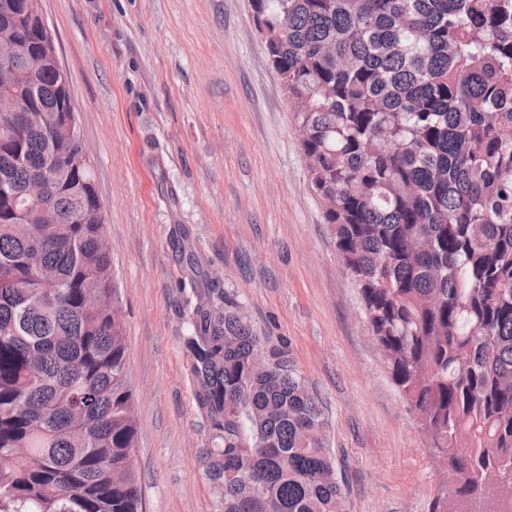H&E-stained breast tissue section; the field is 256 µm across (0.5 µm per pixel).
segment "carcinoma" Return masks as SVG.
Masks as SVG:
<instances>
[{
	"instance_id": "cac0c4a2",
	"label": "carcinoma",
	"mask_w": 512,
	"mask_h": 512,
	"mask_svg": "<svg viewBox=\"0 0 512 512\" xmlns=\"http://www.w3.org/2000/svg\"><path fill=\"white\" fill-rule=\"evenodd\" d=\"M26 0H0V28ZM390 378L454 482L432 512H512V0H249ZM0 95V512H142L126 326L68 77ZM187 374L222 512H346L322 400L214 287L187 234ZM50 273L53 284L45 283Z\"/></svg>"
}]
</instances>
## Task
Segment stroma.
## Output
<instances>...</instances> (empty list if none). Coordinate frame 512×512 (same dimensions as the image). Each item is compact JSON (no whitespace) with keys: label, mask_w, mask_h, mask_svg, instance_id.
<instances>
[{"label":"stroma","mask_w":512,"mask_h":512,"mask_svg":"<svg viewBox=\"0 0 512 512\" xmlns=\"http://www.w3.org/2000/svg\"><path fill=\"white\" fill-rule=\"evenodd\" d=\"M105 206L144 512H220L186 374L185 230L321 396L347 512H432L443 472L391 381L314 195L248 0H41Z\"/></svg>","instance_id":"35a3bbf8"}]
</instances>
